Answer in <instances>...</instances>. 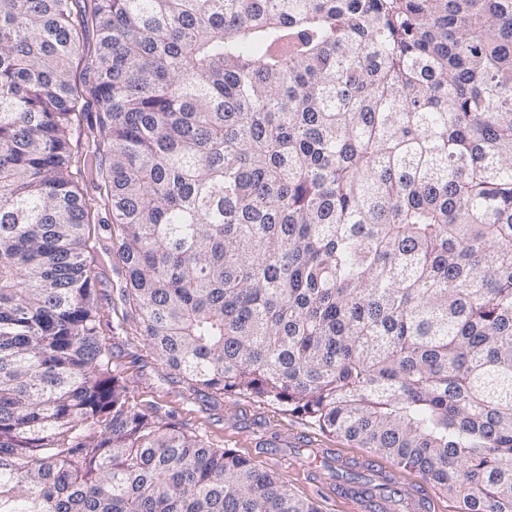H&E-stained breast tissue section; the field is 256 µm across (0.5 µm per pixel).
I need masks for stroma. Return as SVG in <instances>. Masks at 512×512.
Segmentation results:
<instances>
[{
    "label": "stroma",
    "instance_id": "obj_1",
    "mask_svg": "<svg viewBox=\"0 0 512 512\" xmlns=\"http://www.w3.org/2000/svg\"><path fill=\"white\" fill-rule=\"evenodd\" d=\"M90 259L100 276L96 301L106 321L104 334L132 401L173 412L188 431L204 435L215 446L239 450L260 469L279 475L292 492L317 501L321 512H351L349 497L336 490L340 457L375 459L379 468L395 473L406 486L423 488L433 512H460L458 498L424 484L416 472L373 458L369 449L321 431L307 417L243 395L191 391L152 353L136 320L125 317L124 274L112 261L109 232H100Z\"/></svg>",
    "mask_w": 512,
    "mask_h": 512
}]
</instances>
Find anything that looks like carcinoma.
Here are the masks:
<instances>
[{"instance_id": "cac0c4a2", "label": "carcinoma", "mask_w": 512, "mask_h": 512, "mask_svg": "<svg viewBox=\"0 0 512 512\" xmlns=\"http://www.w3.org/2000/svg\"><path fill=\"white\" fill-rule=\"evenodd\" d=\"M99 228L193 387L512 512V0H0V512H320L130 400Z\"/></svg>"}]
</instances>
